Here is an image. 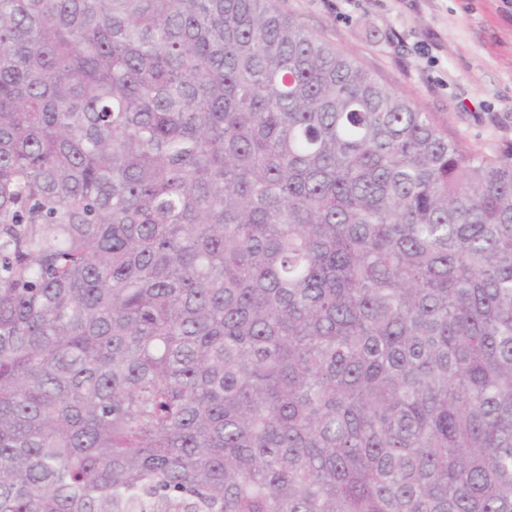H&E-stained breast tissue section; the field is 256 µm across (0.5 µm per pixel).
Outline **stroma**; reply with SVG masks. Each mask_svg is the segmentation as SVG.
I'll return each instance as SVG.
<instances>
[{
	"label": "stroma",
	"instance_id": "1",
	"mask_svg": "<svg viewBox=\"0 0 512 512\" xmlns=\"http://www.w3.org/2000/svg\"><path fill=\"white\" fill-rule=\"evenodd\" d=\"M277 3L470 151L512 153V0Z\"/></svg>",
	"mask_w": 512,
	"mask_h": 512
}]
</instances>
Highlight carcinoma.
<instances>
[{
    "mask_svg": "<svg viewBox=\"0 0 512 512\" xmlns=\"http://www.w3.org/2000/svg\"><path fill=\"white\" fill-rule=\"evenodd\" d=\"M0 512H512V156L275 0H0Z\"/></svg>",
    "mask_w": 512,
    "mask_h": 512,
    "instance_id": "obj_1",
    "label": "carcinoma"
}]
</instances>
